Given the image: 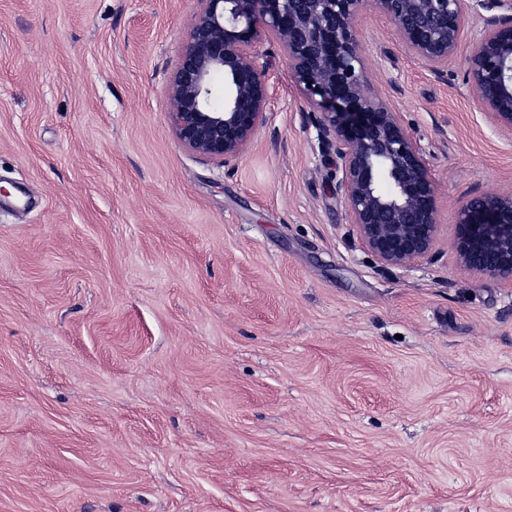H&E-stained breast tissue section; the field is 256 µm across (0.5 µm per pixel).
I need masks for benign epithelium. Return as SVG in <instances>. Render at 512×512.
<instances>
[{
    "label": "benign epithelium",
    "instance_id": "1",
    "mask_svg": "<svg viewBox=\"0 0 512 512\" xmlns=\"http://www.w3.org/2000/svg\"><path fill=\"white\" fill-rule=\"evenodd\" d=\"M169 84V121L185 148L229 162L269 113L271 75L258 46L274 39L295 79L317 98L322 146L340 160L336 194L346 223L383 268L409 270L433 249L437 193L423 152L400 113L366 93L358 22L370 5L402 47L441 74L469 25L464 0H199ZM467 84L493 127L512 132V0H475ZM224 76V108L210 102ZM454 249L464 267L512 282V192H483L458 208Z\"/></svg>",
    "mask_w": 512,
    "mask_h": 512
}]
</instances>
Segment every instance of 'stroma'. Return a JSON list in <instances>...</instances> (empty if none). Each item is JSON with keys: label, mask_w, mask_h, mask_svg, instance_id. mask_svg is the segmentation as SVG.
<instances>
[{"label": "stroma", "mask_w": 512, "mask_h": 512, "mask_svg": "<svg viewBox=\"0 0 512 512\" xmlns=\"http://www.w3.org/2000/svg\"><path fill=\"white\" fill-rule=\"evenodd\" d=\"M197 9L0 0V512H512V283L452 245L512 134L464 56L437 76L359 21L437 186L435 249L384 269L276 43L245 154L179 144Z\"/></svg>", "instance_id": "35a3bbf8"}]
</instances>
